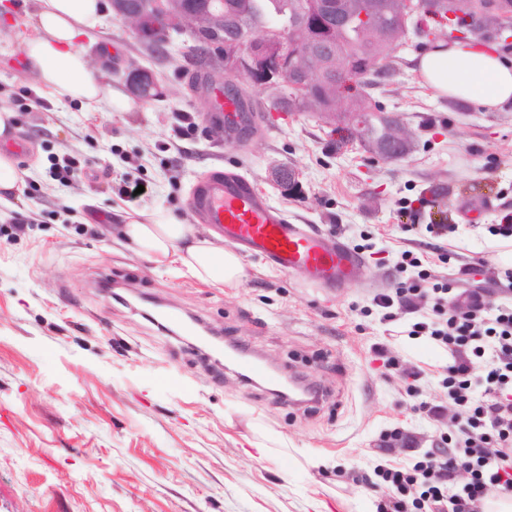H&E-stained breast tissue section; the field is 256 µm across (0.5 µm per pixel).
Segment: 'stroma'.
<instances>
[{
  "instance_id": "1",
  "label": "stroma",
  "mask_w": 512,
  "mask_h": 512,
  "mask_svg": "<svg viewBox=\"0 0 512 512\" xmlns=\"http://www.w3.org/2000/svg\"><path fill=\"white\" fill-rule=\"evenodd\" d=\"M34 6L23 0L0 15V98L15 113L0 147L24 146L15 157L23 191L0 204V512H312L315 501L327 512H373L382 491L337 471L372 472L387 430L422 451L432 441L404 380L370 352L389 327L371 300L413 280L397 270L402 251L432 256L426 225L452 224V256L436 275L454 292L501 302L506 265L487 227L512 214V104L480 112L434 97L412 59L437 39L411 25L396 72L373 92L412 131L407 157L337 152L313 112L268 115L258 135L230 142L206 121L200 73L186 57L191 36H173L169 59L156 60L110 15L80 39L120 51L99 78L123 90L139 66L157 74V97L129 112H87L45 94L25 112L36 87L22 51ZM184 112L199 128L181 136ZM64 158L86 175L55 180L51 166ZM231 165L294 222L337 233L364 258L366 281L335 292L247 255L243 282L214 288L135 253L121 233L125 213L167 208L210 236L191 212L192 187ZM280 165L301 172L300 193L271 184ZM134 184L143 191L130 202L122 190ZM16 216L24 227L7 234ZM136 293L305 377L322 400L292 406L264 382H242L160 329Z\"/></svg>"
}]
</instances>
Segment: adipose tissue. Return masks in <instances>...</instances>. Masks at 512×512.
<instances>
[{
    "mask_svg": "<svg viewBox=\"0 0 512 512\" xmlns=\"http://www.w3.org/2000/svg\"><path fill=\"white\" fill-rule=\"evenodd\" d=\"M104 20L103 0H37L29 17L33 34L23 51L41 91L88 112L128 107L125 95L93 71V61H111V54L90 55L78 42ZM414 70L436 96L473 103L486 112L512 103V61L496 48L440 43L416 58ZM122 230L139 254L159 265H180L205 284L232 286L245 275L236 252L198 235L171 210L158 207L127 218Z\"/></svg>",
    "mask_w": 512,
    "mask_h": 512,
    "instance_id": "obj_1",
    "label": "adipose tissue"
}]
</instances>
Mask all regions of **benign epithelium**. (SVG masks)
<instances>
[{
    "label": "benign epithelium",
    "instance_id": "7a95c632",
    "mask_svg": "<svg viewBox=\"0 0 512 512\" xmlns=\"http://www.w3.org/2000/svg\"><path fill=\"white\" fill-rule=\"evenodd\" d=\"M316 20L331 21L360 30L377 24L379 7L375 0H315ZM115 17L133 22L147 55L157 57L167 54L168 33L185 28L206 30L212 39L190 48L194 65L214 78L224 80L226 91L236 92L232 79L245 75L257 87L271 91L267 110L277 113L297 111L302 100L311 97L316 78L326 76L324 100L317 107L318 114L331 128L336 149L346 150L360 141L362 146L381 160H398L410 153L413 140L406 136L374 133L375 120H381L385 128L398 125L395 116L387 112H338L336 101L346 100L360 91L358 79L347 69L336 67V51L316 41L309 32L313 22L308 11H302L295 30L304 38H288V29H272L270 34L247 43L224 38V31L234 27L237 18L224 12V0H111ZM469 12V23L497 19L498 32L512 30V12L506 10L504 0H438L425 9L421 0H403L401 18L406 19L424 12L433 17L455 18L454 9ZM302 57L311 59L314 67L299 65ZM127 87L131 95L140 99L152 98L156 87L152 72L133 66L127 73ZM273 182L286 194L299 189V174L291 168H276Z\"/></svg>",
    "mask_w": 512,
    "mask_h": 512
}]
</instances>
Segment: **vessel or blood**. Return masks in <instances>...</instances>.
Masks as SVG:
<instances>
[{"label": "vessel or blood", "instance_id": "vessel-or-blood-1", "mask_svg": "<svg viewBox=\"0 0 512 512\" xmlns=\"http://www.w3.org/2000/svg\"><path fill=\"white\" fill-rule=\"evenodd\" d=\"M208 101L214 120L242 110L240 101L225 94L219 82L209 86ZM191 208L204 223L216 226L226 244L282 272L302 274L320 287L336 288L362 273L364 263L357 253L309 225L292 223L239 173L216 171L201 178L192 188ZM224 362L266 383L278 381L277 374L249 357L239 343L225 344Z\"/></svg>", "mask_w": 512, "mask_h": 512}]
</instances>
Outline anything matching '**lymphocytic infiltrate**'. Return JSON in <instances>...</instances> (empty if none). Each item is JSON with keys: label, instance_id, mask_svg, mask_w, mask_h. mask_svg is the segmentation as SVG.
I'll list each match as a JSON object with an SVG mask.
<instances>
[{"label": "lymphocytic infiltrate", "instance_id": "1", "mask_svg": "<svg viewBox=\"0 0 512 512\" xmlns=\"http://www.w3.org/2000/svg\"><path fill=\"white\" fill-rule=\"evenodd\" d=\"M401 257L402 267L416 269L417 283L375 295L372 302L388 322L396 319L392 306H400L412 318L408 336L426 337L447 353V364L438 369L440 384L466 410L464 439L351 479L366 484L378 478L386 495L377 512H486L489 500L512 497V270L504 272V302L489 306L475 293L449 294L424 258L408 250ZM461 470L468 480L459 486Z\"/></svg>", "mask_w": 512, "mask_h": 512}]
</instances>
